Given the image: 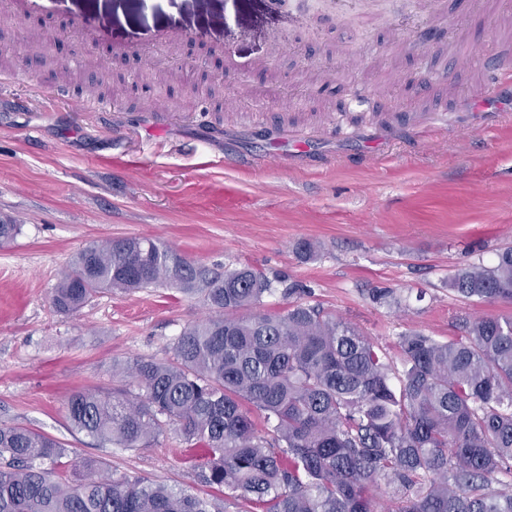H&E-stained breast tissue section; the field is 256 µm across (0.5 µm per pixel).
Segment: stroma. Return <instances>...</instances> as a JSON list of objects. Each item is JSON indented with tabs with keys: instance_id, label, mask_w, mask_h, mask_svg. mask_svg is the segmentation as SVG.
<instances>
[{
	"instance_id": "stroma-1",
	"label": "stroma",
	"mask_w": 512,
	"mask_h": 512,
	"mask_svg": "<svg viewBox=\"0 0 512 512\" xmlns=\"http://www.w3.org/2000/svg\"><path fill=\"white\" fill-rule=\"evenodd\" d=\"M385 3L372 19L330 17L323 0H0V76L28 67L0 83V221L21 226L0 247V421L208 496L195 478L201 443L170 432L150 448H101L67 422L73 391L111 386L115 363L169 357L208 314L201 295L166 287L57 313L50 290L92 240L156 238L218 272L250 266L275 281L260 312L286 311L285 287H300L395 361L402 333L445 342L461 319L512 314V301L448 286L458 268L512 247V90L483 96L488 44L512 47V0ZM423 27L436 33L425 48ZM44 51L71 72V98L54 106ZM95 59L120 85L157 69L176 80L103 98ZM204 69L215 76L199 92ZM354 78L376 93L373 108L348 107ZM98 98L106 110H87ZM293 130L310 140L294 146ZM119 155L143 165L117 169ZM221 186L234 205L219 204ZM303 241L311 258L296 250Z\"/></svg>"
}]
</instances>
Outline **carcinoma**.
<instances>
[{"label":"carcinoma","mask_w":512,"mask_h":512,"mask_svg":"<svg viewBox=\"0 0 512 512\" xmlns=\"http://www.w3.org/2000/svg\"><path fill=\"white\" fill-rule=\"evenodd\" d=\"M153 286L202 294L210 315L186 326L168 359L112 365L125 384L72 393L75 431L149 448L167 431L201 442L207 499L109 473L30 428L0 423V512H512V316L465 319L448 342L399 336L400 366L351 323L307 303L249 311L272 282L249 266L222 273L149 237L95 240L51 290L71 315L104 292ZM465 298L512 299V248L492 267L457 269ZM264 416L257 430L252 410Z\"/></svg>","instance_id":"obj_1"}]
</instances>
